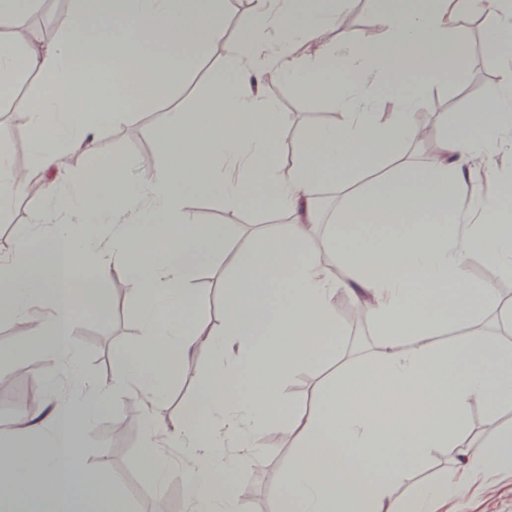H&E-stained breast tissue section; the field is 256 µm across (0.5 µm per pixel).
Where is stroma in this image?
Masks as SVG:
<instances>
[{"instance_id":"35a3bbf8","label":"stroma","mask_w":512,"mask_h":512,"mask_svg":"<svg viewBox=\"0 0 512 512\" xmlns=\"http://www.w3.org/2000/svg\"><path fill=\"white\" fill-rule=\"evenodd\" d=\"M223 2V40L211 45L185 77L158 91L150 107L135 115L134 122L141 134L140 143L134 144L126 139L124 124L103 119L92 151L76 149L72 144L64 147L60 180H67L90 167L108 172L113 157L121 155L127 162L129 182L134 185L142 177L144 169L152 170L162 164L167 153L164 138L167 113L195 111L206 99L217 95L215 76L227 79L232 76L233 62L225 47L234 42L239 24L252 18L256 3L255 0ZM324 6L330 10L343 9L347 16L345 23L332 25L325 31L326 44L341 45L379 37L383 0H350L346 5L340 4L339 0H325ZM448 34L465 45L466 53L452 80L424 87L420 92L416 110L426 115L429 135L423 142L404 149L408 159L416 164L429 160L436 144L450 130L468 120L473 104L490 100L499 86L502 62L489 56L484 49L485 14L468 10L460 13L449 27ZM40 87L38 76L32 74L18 83L5 100H0V124L10 130L6 152L16 170L25 169L30 163L32 144L24 114ZM262 87L263 99L275 102L282 114L275 144L281 163H291L288 149L296 145L307 126H331L341 118L336 100L330 94L309 95L284 81H266ZM469 167L472 178L460 184V194L469 197L479 192L489 198L496 197L498 186L491 174L496 169H512V148L503 147L491 158L473 156ZM267 203L268 195L263 190L255 192L251 203L239 207L226 206L223 194L214 192L190 196L185 202V210L190 229L234 224L241 230L238 242L244 245L257 228L254 210L265 207ZM37 212L36 203L21 196L8 213L0 216V256L13 248L19 229L30 228L40 236L47 233V226L36 221ZM226 272L225 264L217 262L197 273L191 283L192 289L203 298L205 309L216 325L224 319L222 306ZM141 339V317L131 307H124L119 313L81 314L72 335L79 378L74 383L64 377L57 384L41 385L39 399L51 406L63 402L78 385L107 388L108 394L85 440L86 467L94 468L100 462H107L118 478L131 512H150L158 497L166 500L168 512H193L187 486L181 479H169L160 487L149 483L137 486L132 482L140 470L142 430L139 419L143 407L125 386L114 384L113 357L118 350L136 346ZM32 347L31 338L20 335L11 322L0 321V421L15 419L19 413L26 380L23 375L15 373L12 362L17 350ZM331 347V342L322 343L307 365L287 379L285 394L291 404H308L320 386L335 378L340 363L333 360ZM191 362L192 371L174 379L168 388L167 416L194 410L198 382L210 369L213 359L203 348L192 356ZM295 446L293 436L273 434L267 440L264 466L256 471L245 468L239 472L236 487L247 492L248 512H276L282 490V465ZM434 512H512V470L473 483L466 498L436 501Z\"/></svg>"}]
</instances>
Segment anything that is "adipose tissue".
<instances>
[{"label":"adipose tissue","instance_id":"obj_1","mask_svg":"<svg viewBox=\"0 0 512 512\" xmlns=\"http://www.w3.org/2000/svg\"><path fill=\"white\" fill-rule=\"evenodd\" d=\"M258 3L227 48L234 78L205 110L222 111L223 124L169 113L165 160L136 192L120 157L108 174L86 172L57 190L46 175L62 163L63 144L92 149L99 118L84 110L86 100L109 97L113 122H128L135 107L127 91L141 85L143 72L179 80L200 51L222 40L221 0H77L49 44L0 36V92L32 72L43 80L26 114L33 154L25 177H16L0 154V212L22 195L40 199L39 222L55 227L42 238L20 230L18 245L0 258V317L25 335L49 337L35 377L54 384L77 372L69 340L73 299L107 312L110 298L97 278L121 277L142 321L141 343L115 360L117 379L145 406L141 472L149 483L165 482L171 472L158 448L186 446L180 475L196 512H245L233 491L235 475L240 466L263 465L272 433L297 441L282 473V512H431L434 499L459 492L476 475L512 470V421L502 418L512 409V339L472 328L494 290L467 267L477 251L494 270L512 269V210L477 195L464 207L457 194L469 176L465 159L494 153L512 137V52L500 54L499 90L480 119L449 134L416 168L404 155L420 137L413 89L454 76L465 48L449 38L448 24L473 0H433L427 11L388 14L378 41L330 48L312 60L299 48L322 39L326 17L295 12L293 0L275 11L267 0ZM268 22L277 30L270 46L258 38ZM264 79L340 94V122L303 134L286 169L275 149L277 105L245 92ZM396 85L404 88L397 111L380 114L378 89ZM327 179L344 197L334 215L332 273L307 247L310 227L320 221L311 190ZM217 189L229 206L265 190L272 206L296 221L268 226L225 255L234 226L182 230L187 195ZM364 230L376 233L374 247L359 246ZM224 258L230 273L217 329L189 284ZM89 262L97 277L86 275ZM340 289L370 307L378 350L340 371L304 409L283 413L287 377L342 323L334 303ZM184 310L192 318L174 320ZM451 328L461 336L441 344L439 335ZM203 336L213 340L216 364L199 383L201 411L164 418L167 388ZM233 342L240 354L224 362V346ZM103 394L88 386L63 407L30 410L25 426L0 428L9 446L0 482L21 494L27 512H130L111 472L83 465L82 441ZM475 402L484 403L496 426L492 439L468 430ZM224 446L234 455L222 456ZM436 448L461 459L459 470L401 493Z\"/></svg>","mask_w":512,"mask_h":512}]
</instances>
